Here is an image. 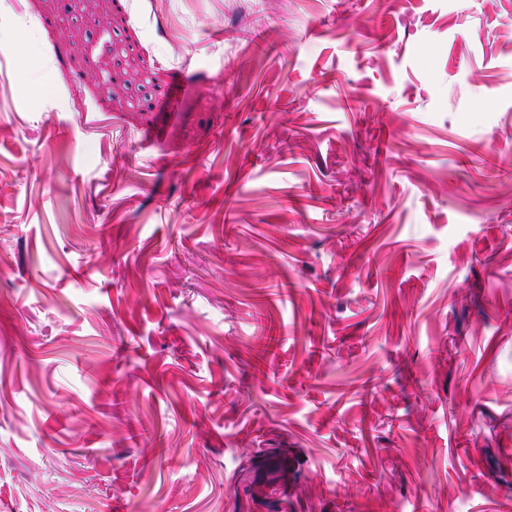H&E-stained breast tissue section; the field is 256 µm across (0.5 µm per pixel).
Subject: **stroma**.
<instances>
[{"label":"stroma","instance_id":"obj_1","mask_svg":"<svg viewBox=\"0 0 512 512\" xmlns=\"http://www.w3.org/2000/svg\"><path fill=\"white\" fill-rule=\"evenodd\" d=\"M112 10L0 0V512H512V0Z\"/></svg>","mask_w":512,"mask_h":512}]
</instances>
